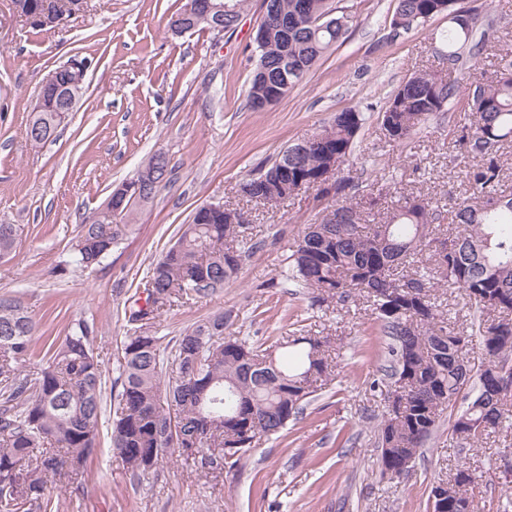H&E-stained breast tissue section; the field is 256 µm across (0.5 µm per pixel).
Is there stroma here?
<instances>
[{
  "instance_id": "35a3bbf8",
  "label": "stroma",
  "mask_w": 512,
  "mask_h": 512,
  "mask_svg": "<svg viewBox=\"0 0 512 512\" xmlns=\"http://www.w3.org/2000/svg\"><path fill=\"white\" fill-rule=\"evenodd\" d=\"M184 0H85L61 28H38L0 0V224L18 228L15 249L0 259V297L21 302L33 318L37 353L82 319L97 327L94 352L103 383L117 376L127 310L145 300L146 275L198 206L223 203L244 211L263 249L211 295L162 314L159 335L173 337L197 321L224 314V331L273 342L300 332L331 340L335 376L299 420L261 439L237 470L202 476L182 458L134 483L110 451L101 427L81 490L50 483L54 512H431L432 485L457 467L481 475L477 512H503L512 499V427L463 451L451 413L417 458L406 484L383 474L377 425L385 410L371 389L387 366L388 337L366 303L322 308L295 294L281 272L299 230L319 223L328 201L317 188L270 207L242 198L250 170L270 166L288 144L355 108L365 121L342 177L390 196L467 197V169L452 143L465 123L459 103L449 116L421 124L401 148L387 142L379 115L413 73L436 66L451 27L438 16L394 31L395 0H334L351 18L345 41L326 53L277 105L252 111L247 90L257 56L262 0H250L234 30L167 28ZM490 39L480 70L492 72L500 49H512V0H467ZM91 60L87 92L56 140L27 136L41 82L72 55ZM169 160L171 179L141 206L134 228L96 270L67 261L82 224L113 187L132 177L154 152Z\"/></svg>"
}]
</instances>
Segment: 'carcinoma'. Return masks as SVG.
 <instances>
[{"label": "carcinoma", "instance_id": "obj_1", "mask_svg": "<svg viewBox=\"0 0 512 512\" xmlns=\"http://www.w3.org/2000/svg\"><path fill=\"white\" fill-rule=\"evenodd\" d=\"M174 13L169 28L209 29L203 18L208 0H192ZM275 16L258 47L255 74L247 91L254 107L266 83L287 95L315 63L345 40L349 17L337 14L331 0H271ZM440 15L448 16V51L443 67L409 77L391 95L381 114L384 138L395 147L407 144L428 116L445 115L463 96L468 123L454 141L456 157L471 162L470 196L445 208L439 201L397 199L385 220L370 216L383 194L361 198L359 185L340 178L323 197L336 201L325 210L334 224H307L286 257L285 280L307 292L311 305L333 300L341 305L359 296L373 306L380 331L392 338L390 381L376 378L385 399L401 391L399 405L386 411L378 425L382 470L403 469L410 476L421 449L437 431L443 409L464 407L451 425L452 434L473 446L512 421V194L501 190L500 151L512 141V51L500 57L491 77L473 79L459 88L450 76L474 66L486 32H478V13L462 0H397L391 25L408 30ZM299 17L284 30L277 18ZM35 144L51 139L62 123L56 112L38 113ZM362 125L361 112L346 108L315 131L319 143L305 144L289 160L292 177L283 180L280 166L246 173L238 191L277 205L310 183L324 167L342 166ZM462 231L438 240L445 211ZM133 212L125 201L119 212L107 198L102 222L84 224L69 265L87 270L100 265L130 229L118 220ZM237 210L213 213L203 205L182 225L177 242L150 269L147 283L155 298L148 307H131L119 358L118 383L111 418L112 450L130 476L157 473L171 458L190 460L195 470L213 473L238 468L263 437L278 434L298 419L326 382L333 365L324 336H285L265 347L224 335V315H214L182 332L168 347L157 335L159 310L222 288L264 241L242 234ZM17 229L0 224V258L13 251ZM460 288L474 301L467 336L439 324L430 288ZM34 323L14 299L0 298V512H53L47 495L52 478L75 484L96 452L104 415L102 365L94 354L95 328L74 324L60 343H51L49 358L24 374L31 359ZM479 338L486 362L478 370H457L459 352ZM167 406H162V403ZM445 483L457 487L458 502L475 512L477 476L458 468Z\"/></svg>", "mask_w": 512, "mask_h": 512}]
</instances>
